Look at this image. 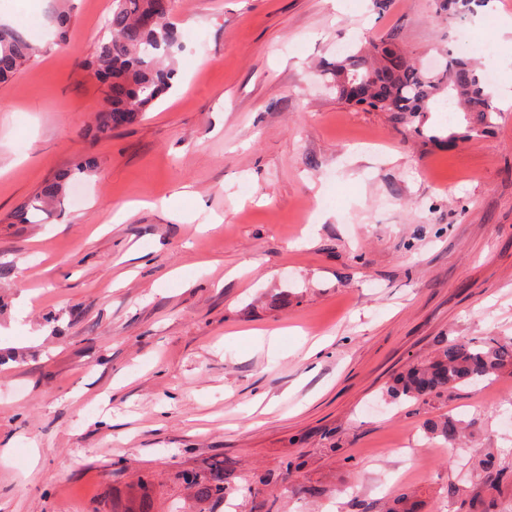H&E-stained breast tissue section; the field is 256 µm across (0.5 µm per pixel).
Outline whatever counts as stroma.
I'll return each instance as SVG.
<instances>
[{"mask_svg":"<svg viewBox=\"0 0 512 512\" xmlns=\"http://www.w3.org/2000/svg\"><path fill=\"white\" fill-rule=\"evenodd\" d=\"M0 0L46 52L0 85V512H123L129 484L232 463L234 512H457L512 471V374L420 401L383 394L438 340L512 336V103L482 136L348 105L321 61L398 31L512 77V0L441 19L433 0H179L173 89L93 136L81 68L112 0ZM83 200L15 208L81 156ZM314 360L305 355L317 339ZM469 423L467 446L426 426ZM297 467L290 482L280 472ZM263 484L250 495L248 485Z\"/></svg>","mask_w":512,"mask_h":512,"instance_id":"obj_1","label":"stroma"}]
</instances>
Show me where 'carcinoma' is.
I'll use <instances>...</instances> for the list:
<instances>
[{"mask_svg":"<svg viewBox=\"0 0 512 512\" xmlns=\"http://www.w3.org/2000/svg\"><path fill=\"white\" fill-rule=\"evenodd\" d=\"M484 0H434L435 13L466 17L477 13ZM176 0H112V10L104 18L102 35L82 68L98 78L105 87L103 105L94 115L97 134L137 123L168 93L177 75L170 64L178 37L171 22ZM59 38L73 16L66 0H58L51 16ZM40 49L24 33L0 25V83L12 80ZM328 83L338 97L349 104L365 105L372 111L390 112L399 118L431 111V105H453L476 116L482 123L499 111L494 90L484 80L483 69L455 55L441 54L430 67L408 56L399 37L390 34L370 41L344 59L324 69ZM97 165L93 157H84L72 167L47 180L35 198L14 212L12 219L28 222V214L60 201L68 182L76 173H87ZM512 373V337L491 336L482 342L440 341L434 356L414 362L398 374L387 387L394 399L419 401L458 386L488 381ZM433 431L455 448L464 445L462 423L445 420ZM185 485L189 503L175 512H213L234 489L233 472L218 461L205 469L184 471L174 476ZM151 480L143 476L134 487L132 512H152L149 496Z\"/></svg>","mask_w":512,"mask_h":512,"instance_id":"1","label":"carcinoma"}]
</instances>
